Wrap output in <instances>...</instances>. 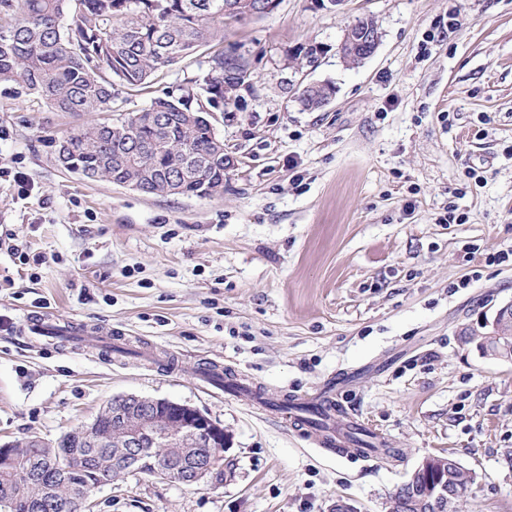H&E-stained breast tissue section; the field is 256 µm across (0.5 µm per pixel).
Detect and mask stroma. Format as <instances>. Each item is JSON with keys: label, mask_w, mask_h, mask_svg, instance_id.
<instances>
[{"label": "stroma", "mask_w": 512, "mask_h": 512, "mask_svg": "<svg viewBox=\"0 0 512 512\" xmlns=\"http://www.w3.org/2000/svg\"><path fill=\"white\" fill-rule=\"evenodd\" d=\"M365 16L381 42L351 65L336 47ZM223 48L250 78L211 112L233 161L212 199L64 170L55 141L93 115L0 83V226L44 259L0 250V442L58 439L133 393L223 425L224 477L128 474L95 491L94 512H386L439 452L474 478L463 512H512V363L458 342L512 299V262L493 261L512 251V0H281L225 21ZM207 70L202 50L112 111L179 98ZM310 83L331 84V102L303 109ZM450 208L464 223H440ZM30 313L108 327L112 348L31 334ZM214 363L272 399L349 374L340 402L402 460L318 447L201 381Z\"/></svg>", "instance_id": "stroma-1"}]
</instances>
